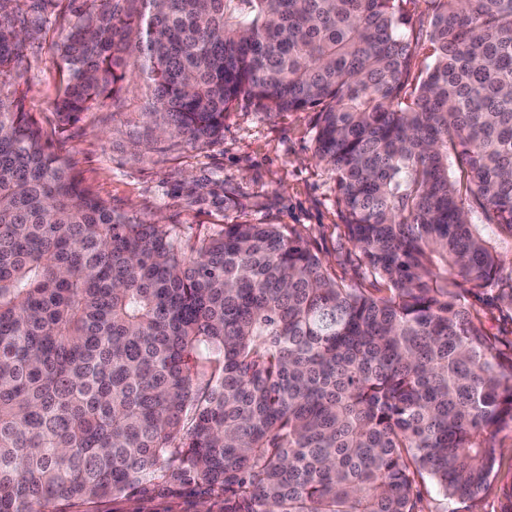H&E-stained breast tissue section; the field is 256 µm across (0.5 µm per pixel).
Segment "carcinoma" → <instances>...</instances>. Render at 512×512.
<instances>
[{"mask_svg": "<svg viewBox=\"0 0 512 512\" xmlns=\"http://www.w3.org/2000/svg\"><path fill=\"white\" fill-rule=\"evenodd\" d=\"M53 0H0V512H61L158 478L224 512H417L485 491L512 432V345L469 302L512 307V0H82L57 52L65 122L126 73L158 135L191 147L241 97L316 110L344 235L372 277L330 276L272 224L174 228L92 195L20 89ZM403 9L410 18V25L404 29V33L412 41L418 42L417 55L413 60L408 84L405 89L407 96H409L420 80L419 76L423 69L425 58L432 53L427 32L430 31L433 7L429 0H404Z\"/></svg>", "mask_w": 512, "mask_h": 512, "instance_id": "carcinoma-1", "label": "carcinoma"}]
</instances>
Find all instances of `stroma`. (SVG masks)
<instances>
[{
    "label": "stroma",
    "instance_id": "35a3bbf8",
    "mask_svg": "<svg viewBox=\"0 0 512 512\" xmlns=\"http://www.w3.org/2000/svg\"><path fill=\"white\" fill-rule=\"evenodd\" d=\"M77 0H56L50 21L25 42L24 107L44 141L92 194L116 212L175 227L183 247L227 224H272L302 238L331 276L362 287L371 278L343 233L332 171L314 156L315 113H267L239 99L224 132L200 148L156 137L143 115L144 88L128 77L118 100L61 122L52 103L67 72L56 54ZM405 35L417 42L409 86H416L431 53L430 0H404ZM421 512H512V433L504 439L490 489L466 502H448L432 483L421 487ZM70 512H224V497L200 481L161 479L117 498Z\"/></svg>",
    "mask_w": 512,
    "mask_h": 512
}]
</instances>
